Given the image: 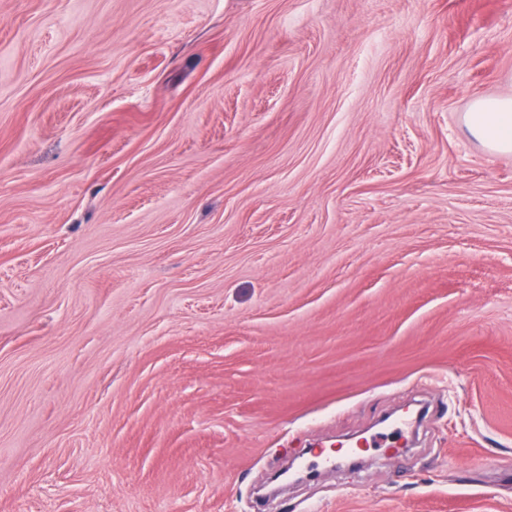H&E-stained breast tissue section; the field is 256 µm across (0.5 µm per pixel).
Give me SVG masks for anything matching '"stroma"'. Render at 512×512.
<instances>
[{"instance_id": "obj_1", "label": "stroma", "mask_w": 512, "mask_h": 512, "mask_svg": "<svg viewBox=\"0 0 512 512\" xmlns=\"http://www.w3.org/2000/svg\"><path fill=\"white\" fill-rule=\"evenodd\" d=\"M510 96L512 0H0V512H512ZM463 124L490 151L512 153V98H478Z\"/></svg>"}]
</instances>
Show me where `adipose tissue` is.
I'll return each mask as SVG.
<instances>
[{"mask_svg": "<svg viewBox=\"0 0 512 512\" xmlns=\"http://www.w3.org/2000/svg\"><path fill=\"white\" fill-rule=\"evenodd\" d=\"M463 124L488 150L512 153V98H479L465 113Z\"/></svg>", "mask_w": 512, "mask_h": 512, "instance_id": "ef3b65f1", "label": "adipose tissue"}]
</instances>
